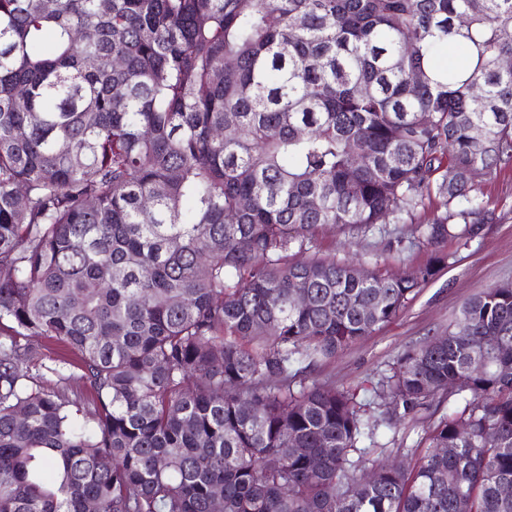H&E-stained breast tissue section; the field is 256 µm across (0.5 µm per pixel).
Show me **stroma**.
I'll use <instances>...</instances> for the list:
<instances>
[{"label": "stroma", "mask_w": 512, "mask_h": 512, "mask_svg": "<svg viewBox=\"0 0 512 512\" xmlns=\"http://www.w3.org/2000/svg\"><path fill=\"white\" fill-rule=\"evenodd\" d=\"M494 219L480 236L468 244L449 242L448 267L420 288L405 309L390 323L351 345L335 357L322 358L311 366L320 382L359 389L369 417L383 419L385 408L375 395L377 383L388 375L399 356L431 336L447 333L462 305L475 294L502 283H512V164L476 184ZM410 225L390 224L385 233L324 231L313 248L321 256H336L378 268L383 275L398 277L425 265L430 249L408 246ZM448 401L441 398L410 412L398 427H380L378 443L383 459H400L415 464L416 446L426 429L447 413Z\"/></svg>", "instance_id": "1"}]
</instances>
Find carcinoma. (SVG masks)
<instances>
[{
	"label": "carcinoma",
	"mask_w": 512,
	"mask_h": 512,
	"mask_svg": "<svg viewBox=\"0 0 512 512\" xmlns=\"http://www.w3.org/2000/svg\"><path fill=\"white\" fill-rule=\"evenodd\" d=\"M508 57L512 0H0V512H512V288L379 382L462 404L412 467L290 384L492 220L459 174L512 163ZM388 221L433 261L297 259Z\"/></svg>",
	"instance_id": "obj_1"
}]
</instances>
